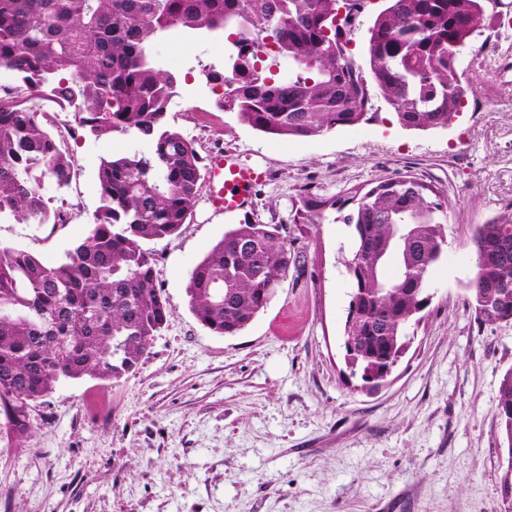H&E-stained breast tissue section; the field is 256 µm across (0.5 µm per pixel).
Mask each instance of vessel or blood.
I'll list each match as a JSON object with an SVG mask.
<instances>
[{
  "label": "vessel or blood",
  "mask_w": 512,
  "mask_h": 512,
  "mask_svg": "<svg viewBox=\"0 0 512 512\" xmlns=\"http://www.w3.org/2000/svg\"><path fill=\"white\" fill-rule=\"evenodd\" d=\"M207 169L210 201L228 214L245 211L254 189L270 176L269 169L243 163L232 152L210 155Z\"/></svg>",
  "instance_id": "1"
}]
</instances>
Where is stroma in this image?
Masks as SVG:
<instances>
[{
  "instance_id": "35a3bbf8",
  "label": "stroma",
  "mask_w": 512,
  "mask_h": 512,
  "mask_svg": "<svg viewBox=\"0 0 512 512\" xmlns=\"http://www.w3.org/2000/svg\"><path fill=\"white\" fill-rule=\"evenodd\" d=\"M486 10L490 26L460 55L476 92L448 128L427 132L399 127L376 94L358 125L304 140L265 135L216 107L221 89L203 70L223 59L226 41L171 32L153 45L179 85L208 90L193 114L171 102L169 125L201 157L231 151L271 178L243 214L214 210L201 187L180 232L151 243L172 316L134 372L62 383L31 405L23 438L0 422V512H506L512 451L497 399L512 369V324L479 323L467 304L472 227L512 200V0ZM178 45L189 62L169 65ZM44 110L73 171L67 186L43 193L69 220L10 218L0 242L54 263L89 229L101 158L147 145L71 129L54 102ZM400 173L444 189L447 243L411 347L382 386L367 388L344 359L343 214L328 211L304 232L293 218L303 188L342 199ZM247 219L287 227L300 262L266 311L221 336L189 311L185 287L210 247Z\"/></svg>"
}]
</instances>
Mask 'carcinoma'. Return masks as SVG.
Returning <instances> with one entry per match:
<instances>
[{"label":"carcinoma","mask_w":512,"mask_h":512,"mask_svg":"<svg viewBox=\"0 0 512 512\" xmlns=\"http://www.w3.org/2000/svg\"><path fill=\"white\" fill-rule=\"evenodd\" d=\"M368 28L366 67L348 35L364 0H0V65L16 85L0 96V216L57 224L41 193L66 186L72 162L32 105L78 109L95 136L133 135L148 150L101 159L91 229L46 265L0 243V416L21 438L28 408L65 381L110 383L135 370L172 311L148 242L175 235L192 215L201 158L167 122L176 77L152 56L163 34L228 33L236 53L205 77L224 86L216 107L253 130L312 138L361 123L376 89L410 131L448 127L474 87L459 57L488 24L485 0H385ZM293 63L275 79L262 54ZM354 204L344 259L350 293L345 362L378 381L412 343L430 304L429 273L446 243L448 198L413 174L348 192ZM298 223L318 224L334 197L304 190ZM475 276L468 305L480 323H512V200L470 236ZM297 255L278 224L245 221L224 232L188 275V308L214 334L234 336L264 311ZM512 456V370L498 393Z\"/></svg>","instance_id":"1"}]
</instances>
